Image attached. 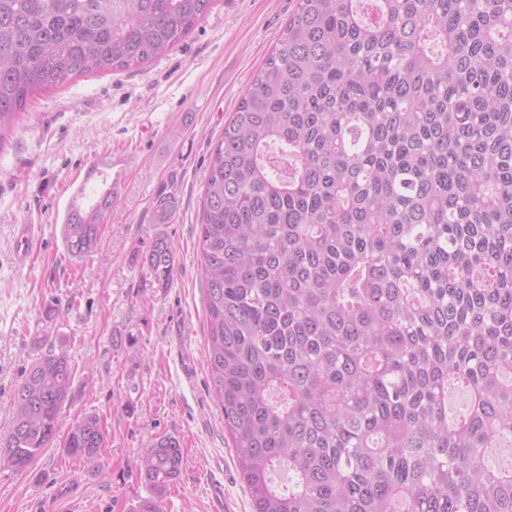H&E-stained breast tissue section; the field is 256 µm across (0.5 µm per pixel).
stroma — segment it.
I'll return each mask as SVG.
<instances>
[{
    "label": "stroma",
    "mask_w": 512,
    "mask_h": 512,
    "mask_svg": "<svg viewBox=\"0 0 512 512\" xmlns=\"http://www.w3.org/2000/svg\"><path fill=\"white\" fill-rule=\"evenodd\" d=\"M295 9L296 0H213L165 56L36 95L0 143V428L38 353L34 338L49 336L74 370L62 425L96 415L108 432L99 469L69 458L60 436L28 471L0 466V512H138L150 495L139 459L169 434L184 460L163 512H253L204 360L200 195L212 142ZM94 164L117 198L96 251L73 259L60 227L71 182ZM164 192L178 207L157 224ZM19 224L42 227L24 266ZM160 235L175 258L165 288L143 264Z\"/></svg>",
    "instance_id": "stroma-1"
}]
</instances>
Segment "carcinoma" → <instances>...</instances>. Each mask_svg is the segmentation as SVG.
Instances as JSON below:
<instances>
[{
    "label": "carcinoma",
    "mask_w": 512,
    "mask_h": 512,
    "mask_svg": "<svg viewBox=\"0 0 512 512\" xmlns=\"http://www.w3.org/2000/svg\"><path fill=\"white\" fill-rule=\"evenodd\" d=\"M213 0H0V141L40 92L165 55ZM297 0L213 144L201 195L206 362L253 512H512V0ZM61 227L95 251L110 187ZM176 198L160 194L155 223ZM156 282L171 243L144 256ZM0 465L51 447L73 383L44 336ZM465 395L448 418V397ZM89 415L66 455L100 467ZM180 440L141 458L163 512ZM288 473L291 488L274 484Z\"/></svg>",
    "instance_id": "cac0c4a2"
}]
</instances>
